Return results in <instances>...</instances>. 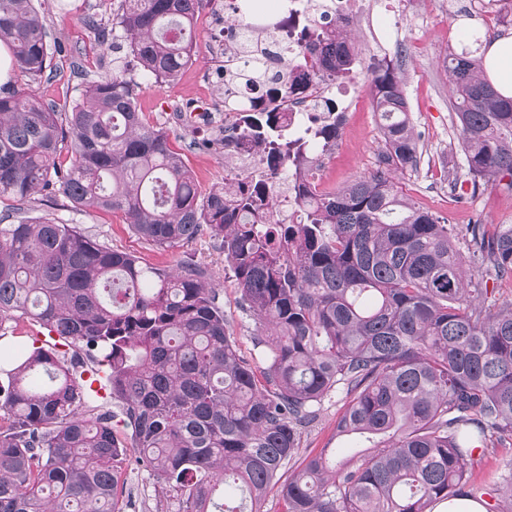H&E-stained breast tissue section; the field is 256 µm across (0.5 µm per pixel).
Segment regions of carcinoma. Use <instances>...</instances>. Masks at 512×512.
I'll list each match as a JSON object with an SVG mask.
<instances>
[{"instance_id":"obj_1","label":"carcinoma","mask_w":512,"mask_h":512,"mask_svg":"<svg viewBox=\"0 0 512 512\" xmlns=\"http://www.w3.org/2000/svg\"><path fill=\"white\" fill-rule=\"evenodd\" d=\"M32 0H0V44L31 84L50 65ZM206 0H120L111 29L87 26L131 59L83 83L61 113L33 93L0 92V512H126L129 467L153 479L174 512H241L215 501L233 485L254 508L290 463L282 512H432L469 484L468 464L492 443L512 446V302L486 303L464 265L512 280V225L486 237L412 205L395 170L421 159L399 65L372 67L383 150L378 168L313 192L301 182L307 141L285 138L272 110L250 114L271 169L294 168L297 222L268 223L272 174L246 189L198 183L166 134L146 126L134 68L158 84L193 62ZM317 51L304 73L351 81L361 61L348 27L300 29ZM444 69L455 97L466 166L448 186L461 199L480 181L512 190V97L484 74L489 37L467 31ZM247 86L258 65L234 66ZM336 103L323 104L316 141L336 140ZM69 154L67 167L58 158ZM121 211L135 235L173 249L206 232L222 241L242 309L259 322L266 367L237 353L220 289L192 259L146 266L77 226L33 216L32 196ZM468 239L469 257L454 245ZM27 321L50 333L21 344L4 331ZM345 393L336 435L378 436L367 455L298 460L304 428L333 393Z\"/></svg>"}]
</instances>
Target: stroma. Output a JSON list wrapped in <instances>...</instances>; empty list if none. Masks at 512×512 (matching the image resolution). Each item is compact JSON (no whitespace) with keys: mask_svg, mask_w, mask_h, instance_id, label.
<instances>
[{"mask_svg":"<svg viewBox=\"0 0 512 512\" xmlns=\"http://www.w3.org/2000/svg\"><path fill=\"white\" fill-rule=\"evenodd\" d=\"M425 10L420 20L402 26L398 52L391 61L400 63L405 81V94L410 106L411 122L419 140L422 156L418 170L397 171L393 178L402 192L418 207L447 217L449 223L465 227L472 219H481L487 234H494L499 225L512 224V190L504 183H484L478 192L463 202L454 201L448 189L447 173L463 166L458 139L459 129L452 110L453 95L442 61L448 52L461 51L462 40H449V32L473 28L485 29L487 19L467 15L454 7V0H423ZM47 26L51 66L42 82L29 85L20 72H12L11 89L33 90L43 100L55 103L59 111H67L77 99L82 80L80 71L99 77L110 74L114 54L110 45L99 44L84 22L88 14L108 19L113 0H32ZM224 36V15H201L197 23L196 60L180 78L169 84H157L140 70L128 76L139 85V105L147 126L166 132L171 147L180 153L202 191L224 182V134L204 126H177L170 121L172 109L193 110L202 98L222 84L220 70L223 55L212 50ZM342 107L362 105L348 135L344 151L326 174L325 187L340 188L355 177L371 173L383 146L377 112L372 107L369 85H362L360 95L338 97ZM32 206L36 215L77 225L86 235L102 244L135 255L141 263L161 268L175 267L190 257L205 266L210 282L220 288L224 312L233 330L241 357L259 362L253 343L256 324L250 313L240 306V291L224 260L218 238L201 236L174 249L163 250L138 238L130 229L123 213L94 209H77L59 194L38 192ZM342 395L325 401L318 419L303 433L299 456L321 449L353 447V440L337 437L336 418L342 412ZM501 448H482L475 452L470 467V491L487 502H500L502 508L512 507L503 498L504 477L511 474L503 460Z\"/></svg>","mask_w":512,"mask_h":512,"instance_id":"obj_1","label":"stroma"}]
</instances>
